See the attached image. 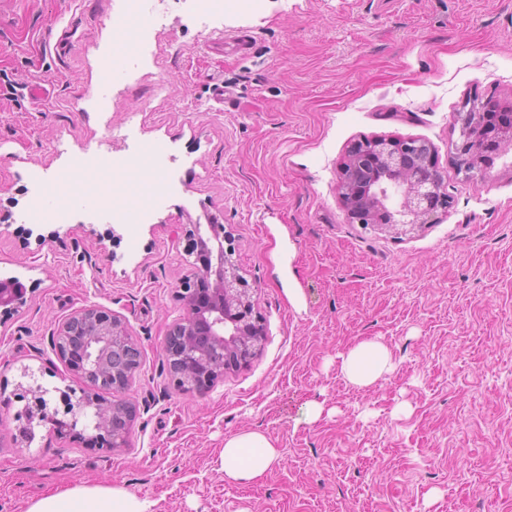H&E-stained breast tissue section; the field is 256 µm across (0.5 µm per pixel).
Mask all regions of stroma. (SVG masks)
<instances>
[{
	"mask_svg": "<svg viewBox=\"0 0 512 512\" xmlns=\"http://www.w3.org/2000/svg\"><path fill=\"white\" fill-rule=\"evenodd\" d=\"M138 2L0 0V277L28 290L0 313V512L78 484L123 485L151 512H512V153L469 173L453 154L457 113L512 103V0H224L206 25L164 0L149 46L108 72ZM363 135L434 147L450 205L433 223L349 222L337 171ZM149 143L155 176L125 187L126 221L111 184L74 180L61 219H31L56 175ZM210 220L265 338L247 366L182 392L163 349L192 271L176 227ZM90 306L141 350L127 444L42 424L21 440L26 388L81 387L52 336ZM372 338L395 369L360 388L340 357ZM252 429L282 459L227 482L224 440Z\"/></svg>",
	"mask_w": 512,
	"mask_h": 512,
	"instance_id": "stroma-1",
	"label": "stroma"
}]
</instances>
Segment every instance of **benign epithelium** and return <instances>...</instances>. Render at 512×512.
<instances>
[{"instance_id":"benign-epithelium-1","label":"benign epithelium","mask_w":512,"mask_h":512,"mask_svg":"<svg viewBox=\"0 0 512 512\" xmlns=\"http://www.w3.org/2000/svg\"><path fill=\"white\" fill-rule=\"evenodd\" d=\"M512 116L511 110H498L483 105L457 114L460 138L454 144L456 162L466 170L482 164V156L496 153L504 145L512 146V122L496 120L493 115ZM412 138L385 135L361 136L346 149L338 167L336 195L348 219L358 224H380L419 228L431 222L440 209L447 208L449 197L442 175L433 157V148L425 144L421 154L414 151ZM402 192L400 210L391 212L386 206L383 188ZM189 235L188 255L194 257L192 277L184 280L178 290L185 315L175 321L164 341L167 359L181 362L179 377L194 383L198 389L212 384L216 371L195 357L196 324L205 320L209 335L224 351L225 370L245 366L259 353L264 331L255 312V289L251 288L239 268L224 250L223 243L212 249L209 236L201 225L193 224ZM27 288L16 278L0 279V308L12 310L26 302ZM130 337L125 321L119 316L88 307L58 325L53 341L59 357L82 380L91 375H112L108 359L112 349ZM32 402L28 410L32 417L48 422L58 430L67 423L50 410L46 392L30 389ZM76 390L69 387L61 392L67 412L74 407L89 408L96 416L92 440L109 447L122 446L123 437L112 428L110 404L92 394L82 393L78 405L71 402Z\"/></svg>"}]
</instances>
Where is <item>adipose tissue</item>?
Returning a JSON list of instances; mask_svg holds the SVG:
<instances>
[{
  "mask_svg": "<svg viewBox=\"0 0 512 512\" xmlns=\"http://www.w3.org/2000/svg\"><path fill=\"white\" fill-rule=\"evenodd\" d=\"M388 347L367 339L341 358V371L353 385L368 387L392 371ZM280 450L263 432L249 430L226 438L220 465L227 481L248 483L261 478L279 460ZM29 512H149L147 502L124 486L76 485L35 502Z\"/></svg>",
  "mask_w": 512,
  "mask_h": 512,
  "instance_id": "adipose-tissue-1",
  "label": "adipose tissue"
}]
</instances>
